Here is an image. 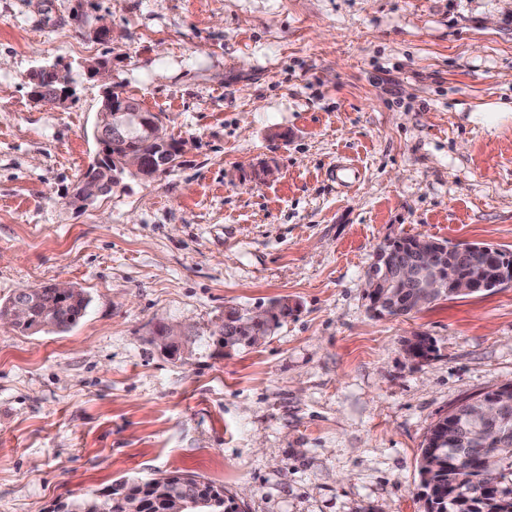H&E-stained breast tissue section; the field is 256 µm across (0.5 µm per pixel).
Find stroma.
Wrapping results in <instances>:
<instances>
[{"mask_svg":"<svg viewBox=\"0 0 512 512\" xmlns=\"http://www.w3.org/2000/svg\"><path fill=\"white\" fill-rule=\"evenodd\" d=\"M98 58L184 150L83 206L104 86L30 85ZM511 100L512 0H0V302L88 299L64 332L0 327V512L177 470L243 512H423L429 428L512 382V286L378 317L366 272L403 236L512 250ZM281 297L258 345L158 344ZM44 68L58 73L59 76H63L65 74L60 69H58L57 66H55V65L50 66V67H44ZM56 73L36 74L37 78H39V80H40V84L43 87L53 89V90H47L45 88L37 86L32 91V95L37 101L45 102V103H49V104H60L61 102H63V100L69 93L70 85H69V83H67L63 79H61V82H63L65 84L64 89L56 88L58 86V83H57L58 79H57ZM54 88H56V89H54ZM406 352L414 359H428L436 351L433 340L424 334H415L405 341Z\"/></svg>","mask_w":512,"mask_h":512,"instance_id":"obj_1","label":"stroma"}]
</instances>
